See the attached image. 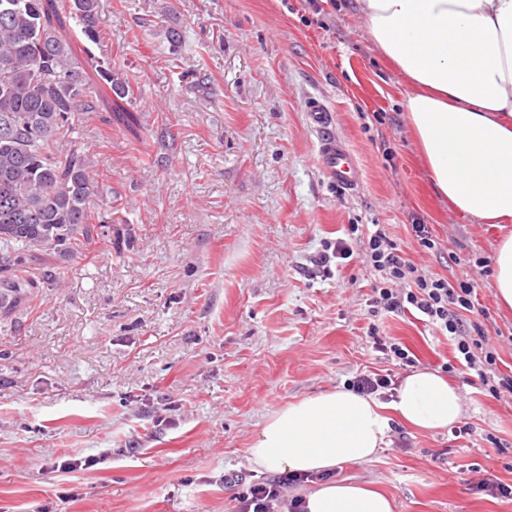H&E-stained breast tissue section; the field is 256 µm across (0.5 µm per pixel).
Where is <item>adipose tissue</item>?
Segmentation results:
<instances>
[{"instance_id": "obj_1", "label": "adipose tissue", "mask_w": 512, "mask_h": 512, "mask_svg": "<svg viewBox=\"0 0 512 512\" xmlns=\"http://www.w3.org/2000/svg\"><path fill=\"white\" fill-rule=\"evenodd\" d=\"M387 63L406 81L403 110L431 183L479 224L512 223V0H356ZM495 297L512 309V233L493 261ZM419 430L458 422L457 387L438 371L408 375L390 404L321 393L267 418L249 461L258 471L321 474L372 460L388 412ZM305 512H394L373 486L334 481L303 495Z\"/></svg>"}]
</instances>
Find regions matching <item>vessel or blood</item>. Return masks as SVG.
Wrapping results in <instances>:
<instances>
[{
	"label": "vessel or blood",
	"mask_w": 512,
	"mask_h": 512,
	"mask_svg": "<svg viewBox=\"0 0 512 512\" xmlns=\"http://www.w3.org/2000/svg\"><path fill=\"white\" fill-rule=\"evenodd\" d=\"M303 109L310 112L320 134L319 157L324 170L338 187L355 190L359 183L358 165L343 142L330 132L327 107L310 97L304 101Z\"/></svg>",
	"instance_id": "b4317fda"
}]
</instances>
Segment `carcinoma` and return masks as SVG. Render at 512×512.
<instances>
[{
    "label": "carcinoma",
    "mask_w": 512,
    "mask_h": 512,
    "mask_svg": "<svg viewBox=\"0 0 512 512\" xmlns=\"http://www.w3.org/2000/svg\"><path fill=\"white\" fill-rule=\"evenodd\" d=\"M98 9L99 0H0V310L37 287L28 253H74L103 227L94 162L64 148L83 115L99 99L136 132L111 63L96 62L90 77L62 35L72 21L97 43Z\"/></svg>",
    "instance_id": "cac0c4a2"
}]
</instances>
